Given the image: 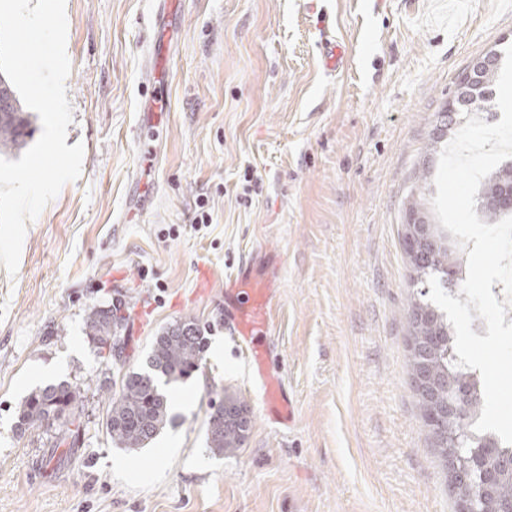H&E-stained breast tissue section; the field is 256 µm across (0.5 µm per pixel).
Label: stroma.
<instances>
[{"instance_id": "obj_1", "label": "stroma", "mask_w": 512, "mask_h": 512, "mask_svg": "<svg viewBox=\"0 0 512 512\" xmlns=\"http://www.w3.org/2000/svg\"><path fill=\"white\" fill-rule=\"evenodd\" d=\"M165 112L135 139L154 0H66V82L82 171L0 265V512H455L415 404L406 343L416 293L402 247L412 190L434 197L431 136L456 78L512 45V0H180ZM344 65L327 72L321 32ZM152 187L131 210L133 182ZM213 222L196 228L200 210ZM272 279L259 343L294 423L224 325V281ZM126 317L120 357L84 331L89 307ZM198 320L199 371L173 389L176 421L146 448L105 421L124 374L165 327ZM80 387L74 448L34 462L52 432L20 430L33 389ZM252 413L242 448L206 444L210 400Z\"/></svg>"}]
</instances>
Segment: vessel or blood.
Here are the masks:
<instances>
[{
    "label": "vessel or blood",
    "mask_w": 512,
    "mask_h": 512,
    "mask_svg": "<svg viewBox=\"0 0 512 512\" xmlns=\"http://www.w3.org/2000/svg\"><path fill=\"white\" fill-rule=\"evenodd\" d=\"M169 52V44L162 39L151 41L149 53L154 65L145 74L146 86L156 90L164 87L168 77L166 62ZM320 53L324 66L329 71H337L343 63V49L330 36H323ZM273 296L274 290L270 284L255 282L250 268H240L234 277L224 282V320L230 326L237 343L246 349L251 369L262 383L268 418L275 423L288 425L294 420L293 406L271 368L269 351L257 341L267 327L268 307Z\"/></svg>",
    "instance_id": "1"
}]
</instances>
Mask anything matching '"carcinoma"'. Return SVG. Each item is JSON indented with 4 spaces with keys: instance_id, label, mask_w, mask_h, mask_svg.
<instances>
[{
    "instance_id": "carcinoma-1",
    "label": "carcinoma",
    "mask_w": 512,
    "mask_h": 512,
    "mask_svg": "<svg viewBox=\"0 0 512 512\" xmlns=\"http://www.w3.org/2000/svg\"><path fill=\"white\" fill-rule=\"evenodd\" d=\"M498 65L479 75L477 88L471 93L456 91L448 109V125L459 124L461 109L484 105L490 101L497 77ZM33 133L29 113L25 112L8 80L0 76V155L21 150ZM512 189V166L502 168L489 176L479 191L480 206L486 223L495 224L505 211L494 205L499 197ZM428 226L427 255L408 258L413 282L422 284L434 275L448 278L453 270L457 280H463V260L451 241L448 231L439 224ZM419 297L411 300L406 321L412 373L425 372L427 386L415 389L416 405L433 448L444 464H450L451 449L445 431L433 426V420L445 419L448 404L458 411L448 421L450 428L460 435V455L469 457L478 448V442L469 438L471 427L481 414L483 391L476 388L471 372L455 365L454 330L446 315L437 307ZM126 318L116 307L92 306L85 318V329L100 348L108 353H123L112 341L124 328ZM206 337L199 324L189 317L166 327L154 338L145 366L123 376L118 397L111 400L105 422L106 432L117 448L135 451L146 447L173 421L171 402L163 387L189 378L201 367ZM83 395L80 388L65 382L48 384L30 392L18 404L20 427L45 428L53 426L51 415L61 417L65 432L57 438L61 445L79 434V409ZM252 418L248 404L234 394L224 395L219 403H210L207 415L206 443L217 454L232 453L241 448L250 430ZM489 507L495 509L512 502V471H505L491 485Z\"/></svg>"
}]
</instances>
